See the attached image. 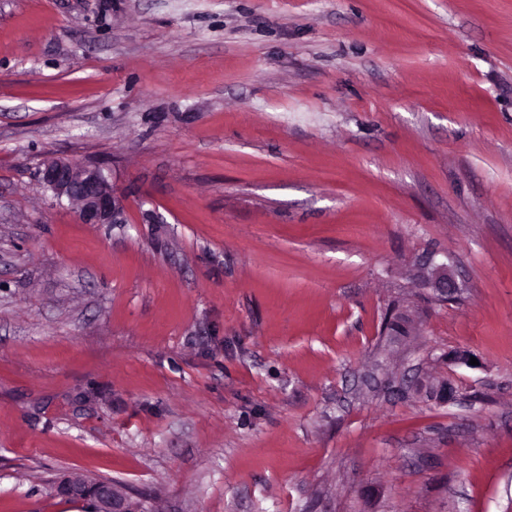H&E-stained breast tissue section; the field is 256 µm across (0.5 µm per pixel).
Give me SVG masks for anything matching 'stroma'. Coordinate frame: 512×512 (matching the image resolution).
<instances>
[{
	"mask_svg": "<svg viewBox=\"0 0 512 512\" xmlns=\"http://www.w3.org/2000/svg\"><path fill=\"white\" fill-rule=\"evenodd\" d=\"M52 155L125 223L56 202ZM64 473L157 512H512V0H0V512H90ZM39 177L53 198L75 204L81 223H125L124 200L101 167L49 158L40 164ZM416 274L442 301L456 298L461 289L466 288L465 280L448 265V260L436 262L433 256L422 257L416 265Z\"/></svg>",
	"mask_w": 512,
	"mask_h": 512,
	"instance_id": "1",
	"label": "stroma"
}]
</instances>
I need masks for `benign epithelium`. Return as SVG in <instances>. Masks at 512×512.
I'll return each mask as SVG.
<instances>
[{
	"label": "benign epithelium",
	"instance_id": "7a95c632",
	"mask_svg": "<svg viewBox=\"0 0 512 512\" xmlns=\"http://www.w3.org/2000/svg\"><path fill=\"white\" fill-rule=\"evenodd\" d=\"M41 183L53 198L75 204L83 224H124L125 204L103 169L95 165L78 164L65 158H49L40 164ZM416 274L424 286L442 301L456 298L465 280L446 262L434 257H422ZM58 494L88 500L93 512H153L149 500L135 498L116 483H89L78 476H65L56 486Z\"/></svg>",
	"mask_w": 512,
	"mask_h": 512
}]
</instances>
